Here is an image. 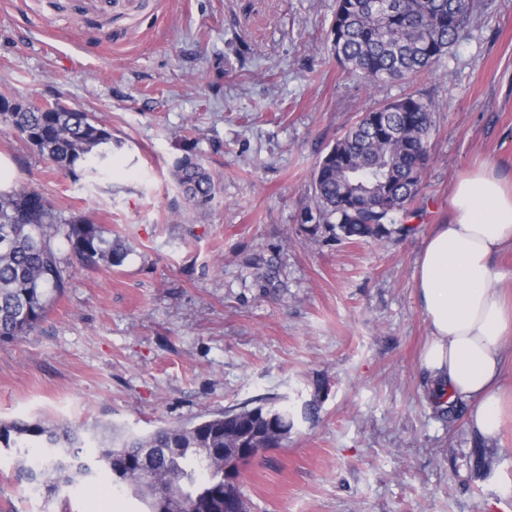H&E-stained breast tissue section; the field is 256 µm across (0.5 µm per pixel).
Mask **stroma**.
Instances as JSON below:
<instances>
[{
  "mask_svg": "<svg viewBox=\"0 0 512 512\" xmlns=\"http://www.w3.org/2000/svg\"><path fill=\"white\" fill-rule=\"evenodd\" d=\"M474 3L433 71L370 87L332 55L336 0H0V92L112 131L110 167L76 180L0 125L14 188L130 246L0 341V420L148 434L270 401L294 427L242 470L252 512H512V417L491 439L437 405L414 280L460 176L512 184V0ZM405 94L436 107L420 217L358 243L301 223L319 159ZM189 151L216 183L202 209L170 174ZM0 512L144 506L104 473L47 503L5 456Z\"/></svg>",
  "mask_w": 512,
  "mask_h": 512,
  "instance_id": "1",
  "label": "stroma"
}]
</instances>
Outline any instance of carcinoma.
I'll return each mask as SVG.
<instances>
[{"instance_id": "obj_1", "label": "carcinoma", "mask_w": 512, "mask_h": 512, "mask_svg": "<svg viewBox=\"0 0 512 512\" xmlns=\"http://www.w3.org/2000/svg\"><path fill=\"white\" fill-rule=\"evenodd\" d=\"M473 0H336L329 38L336 60L370 86L430 71L464 32ZM436 112L407 94L360 116L313 172V194L301 223L324 225L337 239H382L389 224L415 217L411 205L429 164ZM0 123L40 156L79 179L109 162L112 131L78 109L0 95ZM172 175L185 199L201 209L215 196L211 173L193 153L175 159ZM65 240L74 261L61 256ZM129 254L121 236L107 237L86 215L61 221L35 188L0 195V341L33 331L70 283L72 268L119 266ZM259 431L273 422L287 439L293 420L265 404L227 409L148 435L112 426L93 431L48 420L0 422V449L13 455L16 477L47 498L59 484L102 470L127 487L147 512H250L241 485L224 498L223 448L243 445L234 426ZM42 449L36 461L29 449Z\"/></svg>"}]
</instances>
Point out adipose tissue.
Instances as JSON below:
<instances>
[{"label":"adipose tissue","instance_id":"adipose-tissue-1","mask_svg":"<svg viewBox=\"0 0 512 512\" xmlns=\"http://www.w3.org/2000/svg\"><path fill=\"white\" fill-rule=\"evenodd\" d=\"M453 217L436 225L418 262L415 288L431 327L422 363L439 392L472 402L474 426L496 437L506 338L512 332L494 259L512 246V189L488 163L451 192Z\"/></svg>","mask_w":512,"mask_h":512}]
</instances>
